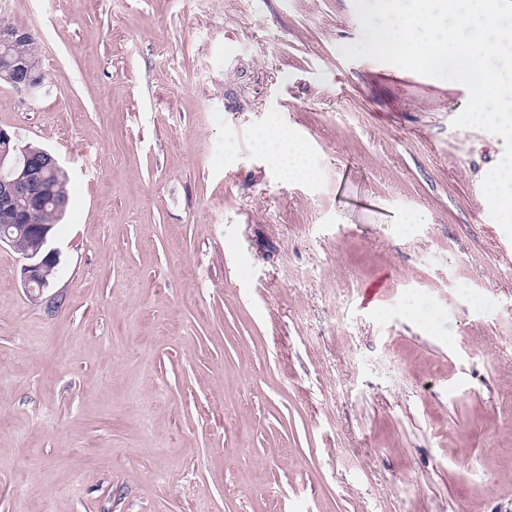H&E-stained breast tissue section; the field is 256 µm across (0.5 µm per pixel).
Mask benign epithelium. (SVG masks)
I'll list each match as a JSON object with an SVG mask.
<instances>
[{
	"label": "benign epithelium",
	"mask_w": 512,
	"mask_h": 512,
	"mask_svg": "<svg viewBox=\"0 0 512 512\" xmlns=\"http://www.w3.org/2000/svg\"><path fill=\"white\" fill-rule=\"evenodd\" d=\"M28 37L24 29L1 26L0 48L8 50ZM6 78L20 92L33 93L41 87L40 76L22 58L10 62ZM60 171L62 167L50 151L20 146L13 135L0 128V246H8L21 258L22 284L34 300L55 282L60 254L52 246L51 225L33 224L28 216L44 201L64 207L65 202L57 198L48 181L50 173Z\"/></svg>",
	"instance_id": "1"
}]
</instances>
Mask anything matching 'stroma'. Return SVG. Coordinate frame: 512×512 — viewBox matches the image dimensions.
Instances as JSON below:
<instances>
[{"label":"stroma","mask_w":512,"mask_h":512,"mask_svg":"<svg viewBox=\"0 0 512 512\" xmlns=\"http://www.w3.org/2000/svg\"><path fill=\"white\" fill-rule=\"evenodd\" d=\"M0 22L45 78L0 83V128L69 193L40 300L0 248V512H512L504 140L452 126L463 85L344 59L352 0ZM29 37V38H28ZM28 38V39H26ZM26 39L23 42L22 40ZM20 42V43H18ZM18 43V44H17ZM17 44V45H16ZM16 45V46H14ZM14 46V47H13ZM10 50L15 56L24 57L34 66L36 71L40 69V55L37 42L33 35H29L24 29L1 26L0 27V48ZM261 139L268 150L279 156L283 178L290 180L310 175L305 164V150L302 144L293 141L288 134L272 125L265 130Z\"/></svg>","instance_id":"obj_1"}]
</instances>
